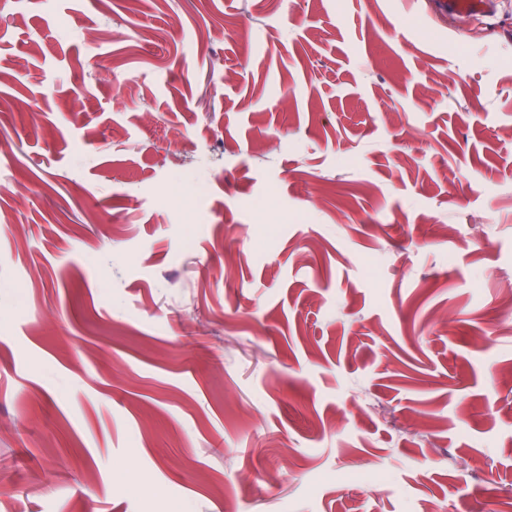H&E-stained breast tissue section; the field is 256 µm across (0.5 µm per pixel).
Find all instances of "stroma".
Returning <instances> with one entry per match:
<instances>
[{"instance_id":"obj_1","label":"stroma","mask_w":512,"mask_h":512,"mask_svg":"<svg viewBox=\"0 0 512 512\" xmlns=\"http://www.w3.org/2000/svg\"><path fill=\"white\" fill-rule=\"evenodd\" d=\"M511 295L512 0H0V512H512ZM496 3L494 0H433L430 1L432 10L442 16L477 17L487 16Z\"/></svg>"}]
</instances>
